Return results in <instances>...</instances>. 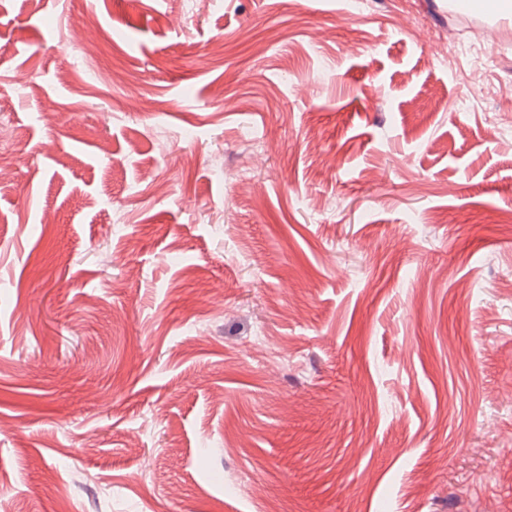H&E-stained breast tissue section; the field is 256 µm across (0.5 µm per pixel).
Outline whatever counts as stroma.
I'll return each mask as SVG.
<instances>
[{
    "mask_svg": "<svg viewBox=\"0 0 512 512\" xmlns=\"http://www.w3.org/2000/svg\"><path fill=\"white\" fill-rule=\"evenodd\" d=\"M493 3L0 0V512H512Z\"/></svg>",
    "mask_w": 512,
    "mask_h": 512,
    "instance_id": "obj_1",
    "label": "stroma"
}]
</instances>
